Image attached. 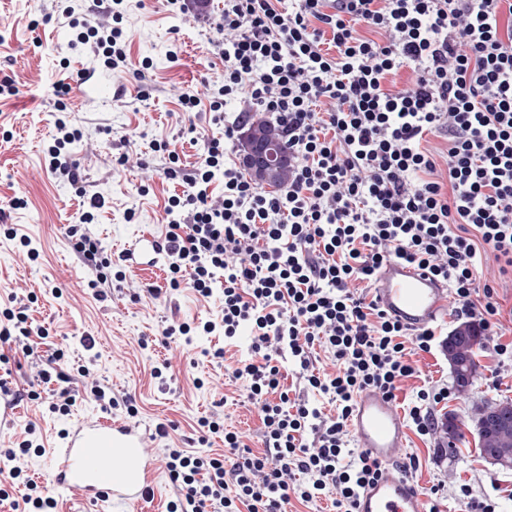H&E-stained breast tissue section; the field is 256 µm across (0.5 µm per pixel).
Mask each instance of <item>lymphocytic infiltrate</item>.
I'll list each match as a JSON object with an SVG mask.
<instances>
[{"label": "lymphocytic infiltrate", "mask_w": 512, "mask_h": 512, "mask_svg": "<svg viewBox=\"0 0 512 512\" xmlns=\"http://www.w3.org/2000/svg\"><path fill=\"white\" fill-rule=\"evenodd\" d=\"M125 0L67 5L61 16L92 61L113 71L127 61L121 26ZM283 12L276 0H224L216 24L227 33L220 54L224 74L209 109L246 95L251 110L274 118L288 143L291 171L284 190L270 193L243 176L234 160L243 120H224L223 139L210 138L192 168L171 160L166 179L185 191L165 207L162 251L170 289L213 295L224 289L216 318L163 329L166 343L190 332L237 339L249 331L246 356L226 367L245 382L260 416L262 447L216 420L204 433L224 438L223 455L167 449L165 468L175 490L168 512H288L292 502L332 495L333 512H356L360 492L380 477L382 464L350 448L349 422L358 393L395 399L414 376L412 350L431 352L435 333L409 331L357 283L376 279L391 260L405 262L448 286L458 317L493 331L500 310L490 284H479L478 258L512 273V28H501L512 0H294ZM379 33L363 39L358 27ZM331 38L336 51L323 49ZM413 69L411 87L390 90L389 74ZM328 111H319L321 102ZM47 150L48 170L64 178L89 209L68 225L82 263L95 269L88 283L106 295L124 271L103 272L101 246L89 226L105 200L80 180L71 150L82 133L57 120ZM448 137L444 158L423 150L428 135ZM445 164L447 181L435 179ZM224 176V194L208 188ZM46 338L23 308L0 310V345L30 356L32 337ZM326 357L332 371L317 368ZM290 361L305 389L336 407L324 414L285 386ZM43 383L60 382L56 408L76 400L70 385L90 369L70 371L61 351L46 358ZM447 384L417 390L405 416L416 433L436 435L437 407ZM13 448L10 479H23L21 499L0 489L11 512H56L51 486L22 476L17 457L40 450L35 427Z\"/></svg>", "instance_id": "lymphocytic-infiltrate-1"}]
</instances>
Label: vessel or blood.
I'll return each mask as SVG.
<instances>
[{"label":"vessel or blood","instance_id":"1","mask_svg":"<svg viewBox=\"0 0 512 512\" xmlns=\"http://www.w3.org/2000/svg\"><path fill=\"white\" fill-rule=\"evenodd\" d=\"M375 294L389 316L412 330L428 327L448 306L444 284L396 261L379 272ZM351 430L358 446L387 466L382 478L360 492L357 512H428L426 499L397 469L406 427L391 401L376 391L362 392ZM155 469L146 434L109 419L81 422L50 457L56 486L97 500H122L130 512H138Z\"/></svg>","mask_w":512,"mask_h":512}]
</instances>
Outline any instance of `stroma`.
<instances>
[{"label":"stroma","instance_id":"obj_1","mask_svg":"<svg viewBox=\"0 0 512 512\" xmlns=\"http://www.w3.org/2000/svg\"><path fill=\"white\" fill-rule=\"evenodd\" d=\"M41 5V0H0V80H11L16 89L14 96L0 101V225L14 227L30 242L25 248L18 239L0 234V306L17 297L34 322L48 329V349H62L71 365L88 366L114 397L131 394L142 429L152 432L159 424L175 423L168 440L152 442L155 459H162L166 445L186 447L202 417L223 419L226 428L243 433L252 448H260V419L244 384L226 379L223 360L212 356L225 345L223 337H192L183 351L161 342V331L170 321L216 317L217 300H203L187 288L167 291L161 263L128 268L120 288L107 298L97 297L88 286L91 272L78 263L64 234L65 225L77 223L82 201L44 164L56 120H68L83 134L72 148L73 159L105 199L90 229L107 253H119L146 233L163 238L165 204L183 187L164 178L167 160L152 151V144H175L181 165L189 167L198 161L204 138L224 135L208 108L186 113L180 106L186 92L208 99L212 81L224 71L214 45L220 0L185 13L167 0H130L123 19L128 64L102 75L112 86L107 110L99 109L78 84L89 62L85 49L71 45L60 22L44 19ZM61 80L74 85L63 111L56 109L52 96L53 85ZM123 154L128 161L121 166L117 159ZM477 278L494 286L502 337L512 341V275H500L487 260L478 265ZM144 337L149 340L145 348L139 344ZM499 338L483 339L473 391L452 396L439 407L440 419L455 417L462 438L451 442L442 433L430 438L406 435L407 452L421 460L415 485L443 484L447 512L465 510L460 485H469L476 498L495 484L512 489V469L483 457L471 422L478 406L512 400V360L498 357ZM415 361L418 375L403 383L395 409H402L424 382L453 379L440 348L418 353ZM158 365L164 368L159 379L151 375ZM52 402L51 392L42 390L38 399L17 403L11 420L0 423V446L5 447L26 424H35L44 450L21 458L19 465L39 482L51 478L47 449L57 447L77 421L126 417L121 406L80 399L61 413L53 410Z\"/></svg>","mask_w":512,"mask_h":512}]
</instances>
